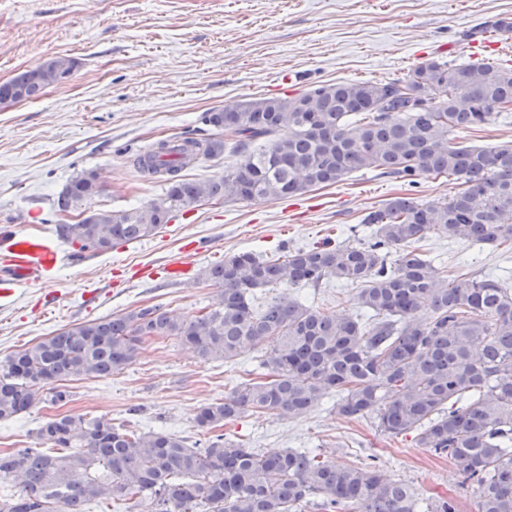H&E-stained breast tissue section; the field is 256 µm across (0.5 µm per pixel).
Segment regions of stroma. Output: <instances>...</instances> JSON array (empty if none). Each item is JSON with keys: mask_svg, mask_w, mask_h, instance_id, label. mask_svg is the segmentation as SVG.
<instances>
[{"mask_svg": "<svg viewBox=\"0 0 512 512\" xmlns=\"http://www.w3.org/2000/svg\"><path fill=\"white\" fill-rule=\"evenodd\" d=\"M512 19V0H0V81L65 55L71 80L39 99L0 107V228L38 233L59 221L53 203L86 169L102 193L90 206L122 210L161 196L164 182L137 176L131 156L157 139L217 137L205 112L243 100L302 93L323 83L405 77L431 60L496 63L512 69V38L463 34ZM463 189L452 177L420 178L409 189L361 170L332 186L280 200L210 201L174 214L140 241L65 262L54 282H28L0 301V366L42 337L106 315L160 305L174 315L213 306L219 290L198 278L162 277L190 256L194 270L241 251L260 256L323 243L367 241L362 219L387 200L410 194L443 202ZM204 241L209 251L191 253ZM417 249L449 275L512 278V251L426 230ZM294 293L328 315L360 316L352 287L329 282ZM244 363L201 362L173 337L146 342L137 361L107 379L71 382L63 407L43 400L0 421V449L31 448L54 415L102 414L146 432L205 440L195 418L202 405L243 381ZM226 437L264 453L318 448L339 467L376 464L419 497L454 498L460 512L477 502L447 458L391 440L373 417L346 419L324 400L295 417L249 412L223 427Z\"/></svg>", "mask_w": 512, "mask_h": 512, "instance_id": "obj_1", "label": "stroma"}]
</instances>
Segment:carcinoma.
<instances>
[{
	"instance_id": "1",
	"label": "carcinoma",
	"mask_w": 512,
	"mask_h": 512,
	"mask_svg": "<svg viewBox=\"0 0 512 512\" xmlns=\"http://www.w3.org/2000/svg\"><path fill=\"white\" fill-rule=\"evenodd\" d=\"M51 61L53 69L1 81L0 106L38 99L74 74L73 59ZM511 107L512 70L432 60L404 81L328 83L216 109L205 122L222 137L158 140L132 164L165 182V194L139 209L58 225L60 238L78 247L74 256L149 237L205 201L282 199L361 169L410 185L455 176L465 189L445 202L393 198L361 220L373 225L367 243L226 258L200 273L219 288V301L198 315L148 306L45 336L0 367V420L38 404L45 389L67 404L64 382L126 369L149 337L175 336L203 362L256 350L258 376L203 405L199 427L216 431L248 411L297 417L334 396L339 415H373L382 434L415 432L420 447L451 459L478 512H512V288L469 273L450 279L413 247L428 228L451 240L512 243V146L467 147L451 137ZM228 147L241 159L224 175H181ZM95 174L73 177L56 212L70 214L101 193ZM333 278L358 287L367 322L326 316L290 292ZM261 288L282 292L256 310ZM422 307L433 312L425 323ZM35 437V448L0 450V479L21 486L0 497V512H85L119 497L149 498L154 512H304L319 497L323 512H458L444 497L420 510L411 486L374 465L337 468L313 450L266 455L221 433L198 448L174 434L129 432L105 416L57 415Z\"/></svg>"
}]
</instances>
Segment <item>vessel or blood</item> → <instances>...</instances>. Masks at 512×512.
Wrapping results in <instances>:
<instances>
[{
    "instance_id": "b4317fda",
    "label": "vessel or blood",
    "mask_w": 512,
    "mask_h": 512,
    "mask_svg": "<svg viewBox=\"0 0 512 512\" xmlns=\"http://www.w3.org/2000/svg\"><path fill=\"white\" fill-rule=\"evenodd\" d=\"M0 251L6 255L5 269L0 272V297L15 293L20 280L55 270L62 262L63 249L51 232L12 234L0 232Z\"/></svg>"
}]
</instances>
